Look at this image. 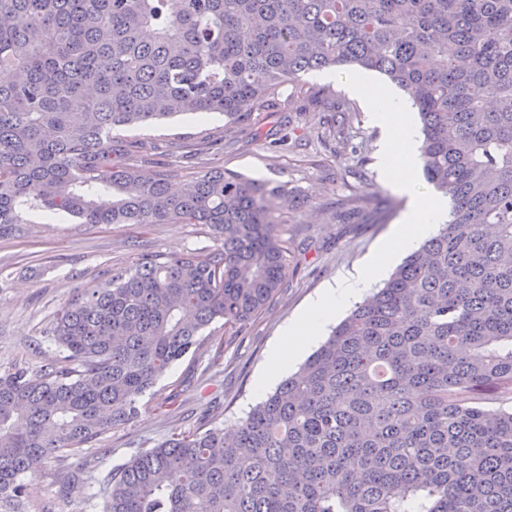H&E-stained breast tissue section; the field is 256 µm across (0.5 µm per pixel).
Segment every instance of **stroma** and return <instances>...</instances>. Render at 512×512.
I'll use <instances>...</instances> for the list:
<instances>
[{
  "mask_svg": "<svg viewBox=\"0 0 512 512\" xmlns=\"http://www.w3.org/2000/svg\"><path fill=\"white\" fill-rule=\"evenodd\" d=\"M307 86L327 87L356 109L351 136L337 145L326 129V113L305 112L291 104L294 85L283 89L280 117L262 120L261 139L229 128L223 116L180 115L155 127H127V142L157 147L178 173L218 166L307 197L305 207L288 211L284 230L291 242L288 276L273 301L240 333L213 323L224 354L185 357L142 399L129 424L88 444L79 454L57 453L30 479L27 512H91L100 469L125 463L172 432L199 426L232 431L261 398L256 380L283 326L297 317L343 272L362 266L366 256L400 224L408 199L384 177L379 146L386 133L372 119L364 99L343 82L319 71L302 78ZM223 137L224 150L201 148L205 135ZM197 144L194 157L178 143ZM373 204L358 205L363 194ZM203 224H80L60 213L31 214L20 231L0 236V368L39 369L55 359L46 337L56 311L83 288L108 278L113 268L133 265L146 252L190 254L214 246ZM180 407L159 412L170 393ZM109 456H102V449Z\"/></svg>",
  "mask_w": 512,
  "mask_h": 512,
  "instance_id": "obj_1",
  "label": "stroma"
}]
</instances>
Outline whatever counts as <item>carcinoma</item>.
<instances>
[{"label":"carcinoma","mask_w":512,"mask_h":512,"mask_svg":"<svg viewBox=\"0 0 512 512\" xmlns=\"http://www.w3.org/2000/svg\"><path fill=\"white\" fill-rule=\"evenodd\" d=\"M412 99L446 224L226 434L172 433L98 479V512H512V0H0V234L30 211L80 224H206L216 245L147 254L55 313L59 358L0 372V501L140 414L215 322L282 288L270 186L120 164L117 129L219 112L249 124L331 67ZM313 112L353 106L300 92Z\"/></svg>","instance_id":"obj_1"}]
</instances>
